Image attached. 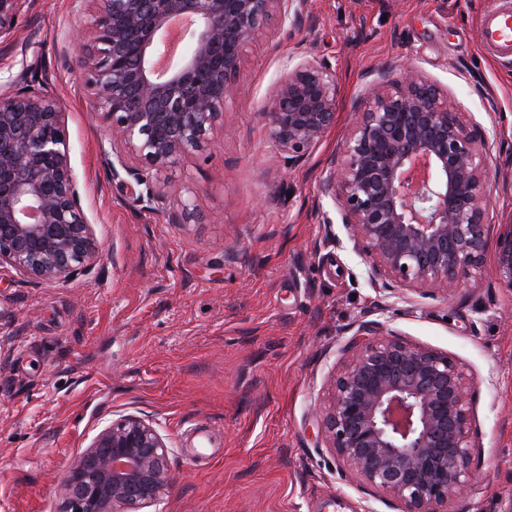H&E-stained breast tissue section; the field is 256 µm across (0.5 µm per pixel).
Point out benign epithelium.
<instances>
[{"instance_id": "1", "label": "benign epithelium", "mask_w": 512, "mask_h": 512, "mask_svg": "<svg viewBox=\"0 0 512 512\" xmlns=\"http://www.w3.org/2000/svg\"><path fill=\"white\" fill-rule=\"evenodd\" d=\"M35 0H0V38ZM92 32L78 53L89 110L110 132L112 177L160 195L145 176L162 172L229 128L227 99L248 47L272 21L298 26L306 0H89ZM0 92V265L67 282L90 271L102 243L81 204L65 138L66 110L36 84ZM336 74L299 59L265 112L288 168L298 167L335 125ZM487 134L467 127L453 102L415 67L381 71L331 161L323 190L338 204L353 248L392 289L448 294L479 267ZM512 290V224L495 251ZM358 331L328 384L318 436L362 481L402 512H448L471 479L472 424L465 376L448 356ZM171 448L150 421L128 415L102 428L57 488L61 512H139L173 481Z\"/></svg>"}]
</instances>
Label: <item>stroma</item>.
<instances>
[{"instance_id": "obj_1", "label": "stroma", "mask_w": 512, "mask_h": 512, "mask_svg": "<svg viewBox=\"0 0 512 512\" xmlns=\"http://www.w3.org/2000/svg\"><path fill=\"white\" fill-rule=\"evenodd\" d=\"M493 3L306 0L295 29L270 26L248 48L230 129L158 174L167 196L145 209L136 184L112 179L86 77L65 64L91 14L37 0L0 39V76L36 69L67 107L70 162L103 255L66 283L0 265V512H59L58 483L127 414L172 450L173 487L145 512H398L316 438L327 384L372 322L466 377L474 478L450 512H512V291L493 252L474 287L384 289L323 192L376 74L411 65L486 131L489 237L512 227V61L486 54L479 34ZM296 54L335 69L339 116L291 170L263 114ZM184 423L203 430L205 456Z\"/></svg>"}]
</instances>
